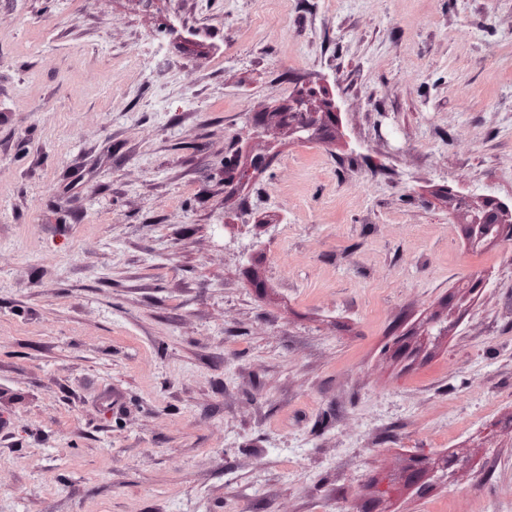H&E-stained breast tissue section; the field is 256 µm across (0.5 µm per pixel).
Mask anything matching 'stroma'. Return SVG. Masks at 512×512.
I'll return each mask as SVG.
<instances>
[{"label":"stroma","instance_id":"35a3bbf8","mask_svg":"<svg viewBox=\"0 0 512 512\" xmlns=\"http://www.w3.org/2000/svg\"><path fill=\"white\" fill-rule=\"evenodd\" d=\"M310 88L334 141L254 126ZM459 196L512 201V0H0V512H512ZM233 157V156H232ZM224 159V188L233 187L237 183H243L253 174L263 171L269 166L270 156L265 154L249 155L241 160L237 154L235 157Z\"/></svg>","mask_w":512,"mask_h":512}]
</instances>
